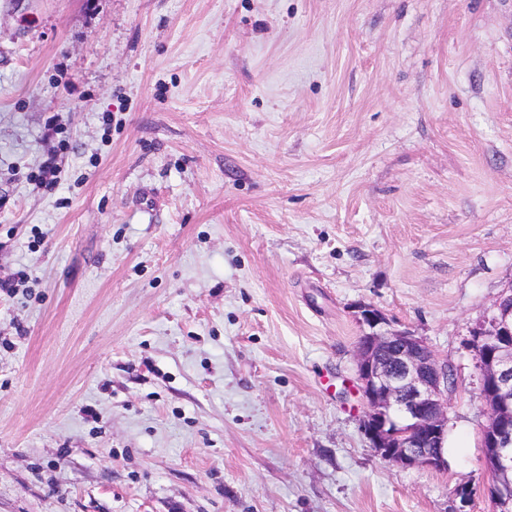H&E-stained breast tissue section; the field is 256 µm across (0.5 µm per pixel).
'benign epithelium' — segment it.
<instances>
[{
  "label": "benign epithelium",
  "instance_id": "benign-epithelium-1",
  "mask_svg": "<svg viewBox=\"0 0 512 512\" xmlns=\"http://www.w3.org/2000/svg\"><path fill=\"white\" fill-rule=\"evenodd\" d=\"M359 393L368 407L363 430L376 453L405 468L446 470L448 363L419 336L394 330L386 314L358 306ZM488 421L482 431L488 480L484 494L512 512V285L471 330Z\"/></svg>",
  "mask_w": 512,
  "mask_h": 512
}]
</instances>
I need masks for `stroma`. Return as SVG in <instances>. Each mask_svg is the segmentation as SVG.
<instances>
[{"mask_svg": "<svg viewBox=\"0 0 512 512\" xmlns=\"http://www.w3.org/2000/svg\"><path fill=\"white\" fill-rule=\"evenodd\" d=\"M20 270L0 512H451L512 283V0H0ZM360 303L447 361V470L365 437Z\"/></svg>", "mask_w": 512, "mask_h": 512, "instance_id": "1", "label": "stroma"}]
</instances>
